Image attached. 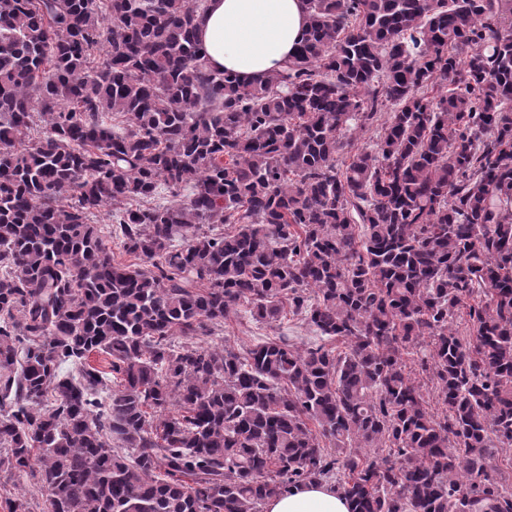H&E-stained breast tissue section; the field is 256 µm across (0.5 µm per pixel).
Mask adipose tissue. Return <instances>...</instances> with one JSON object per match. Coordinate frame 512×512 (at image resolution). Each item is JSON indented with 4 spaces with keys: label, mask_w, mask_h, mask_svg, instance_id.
<instances>
[{
    "label": "adipose tissue",
    "mask_w": 512,
    "mask_h": 512,
    "mask_svg": "<svg viewBox=\"0 0 512 512\" xmlns=\"http://www.w3.org/2000/svg\"><path fill=\"white\" fill-rule=\"evenodd\" d=\"M305 0H207L197 34L210 68L258 81L281 70L305 34ZM264 512H351L329 483L308 482L271 497Z\"/></svg>",
    "instance_id": "obj_1"
}]
</instances>
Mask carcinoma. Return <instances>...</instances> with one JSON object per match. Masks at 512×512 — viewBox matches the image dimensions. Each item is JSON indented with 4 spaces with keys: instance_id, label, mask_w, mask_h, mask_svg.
<instances>
[{
    "instance_id": "carcinoma-1",
    "label": "carcinoma",
    "mask_w": 512,
    "mask_h": 512,
    "mask_svg": "<svg viewBox=\"0 0 512 512\" xmlns=\"http://www.w3.org/2000/svg\"><path fill=\"white\" fill-rule=\"evenodd\" d=\"M306 2L251 82L206 0H0V471L42 512H512V0ZM240 310L320 341H202ZM109 209L101 210L97 216L94 218L95 224H100V227L104 231L103 233V240L106 247L112 251V254L119 259L120 257L123 259H126V257L121 256L120 247H119V240L115 238L113 229L116 224L112 223V217L109 214ZM109 231H112V233H108ZM36 478L31 476L17 478L4 471H0V512H7V503L9 500L24 498L33 506L34 512H40L41 509L35 507V503L41 504L42 499L36 490ZM264 512H351L344 495L329 483L307 482L286 489L264 504Z\"/></svg>"
}]
</instances>
